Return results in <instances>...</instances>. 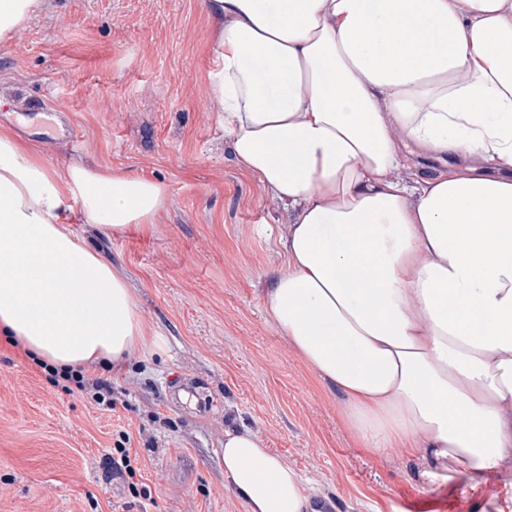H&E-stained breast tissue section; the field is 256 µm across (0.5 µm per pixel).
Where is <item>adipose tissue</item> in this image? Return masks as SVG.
<instances>
[{"instance_id":"adipose-tissue-1","label":"adipose tissue","mask_w":512,"mask_h":512,"mask_svg":"<svg viewBox=\"0 0 512 512\" xmlns=\"http://www.w3.org/2000/svg\"><path fill=\"white\" fill-rule=\"evenodd\" d=\"M47 0H0V41ZM208 99L235 163L288 210L267 315L367 447L435 479L512 475V0H203ZM463 165L392 173L407 154ZM157 179L0 124V334L52 368H120L147 339L77 224L155 223ZM247 512H307L297 471L224 432Z\"/></svg>"}]
</instances>
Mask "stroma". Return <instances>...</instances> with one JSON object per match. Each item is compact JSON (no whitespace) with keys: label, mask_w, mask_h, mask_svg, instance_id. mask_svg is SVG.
I'll return each mask as SVG.
<instances>
[{"label":"stroma","mask_w":512,"mask_h":512,"mask_svg":"<svg viewBox=\"0 0 512 512\" xmlns=\"http://www.w3.org/2000/svg\"><path fill=\"white\" fill-rule=\"evenodd\" d=\"M0 42V124L79 159L165 182L156 224L75 230L125 276L157 340L117 373L116 410L64 392L0 335V512H246L224 480V431L246 429L335 512H495V474L423 480L375 452L269 320L264 294L288 214L235 164L204 95L202 0H51ZM139 456L134 496L109 456Z\"/></svg>","instance_id":"35a3bbf8"}]
</instances>
